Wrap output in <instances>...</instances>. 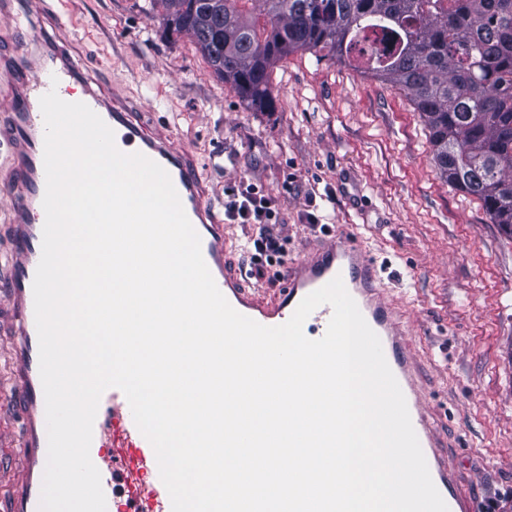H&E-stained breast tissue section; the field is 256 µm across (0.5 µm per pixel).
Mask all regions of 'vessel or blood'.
Returning <instances> with one entry per match:
<instances>
[{"label": "vessel or blood", "instance_id": "b4317fda", "mask_svg": "<svg viewBox=\"0 0 512 512\" xmlns=\"http://www.w3.org/2000/svg\"><path fill=\"white\" fill-rule=\"evenodd\" d=\"M0 16L23 29L28 17L56 23L49 0H26L17 12L13 0H0ZM0 70L12 77V92L0 102V112L11 115L0 127V144L12 158V177L6 187L13 199L10 221L19 244L6 278L16 312L17 370L9 398L25 414L21 452L28 482L18 500L20 512H39L43 474L47 462L45 398L39 371V340L35 324L33 280L42 254L45 222L43 198L45 124L40 98L49 90L67 102L88 105L113 130L117 148L139 152L161 165L178 192L185 213L201 240L204 261L221 293L239 313L265 326L286 323L301 300L334 278L343 283L370 328L379 337L385 359L405 396L411 422L426 458L432 480L449 512H472L459 491L435 424L426 409L418 379L417 361L403 337L392 303L379 286L371 256L358 244L354 232L345 230L290 270L283 288L273 297L260 289L245 288L242 269L226 260V237L221 219L207 199L193 155L172 138L149 134L136 120L133 108L119 97L108 98L89 82L82 68L64 52L21 54L15 42H0ZM332 315L330 306L315 309L304 331L321 338ZM90 457L100 472L106 512H172L171 500L160 479L154 449L138 430L124 393L104 391L93 427Z\"/></svg>", "mask_w": 512, "mask_h": 512}]
</instances>
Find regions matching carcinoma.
Instances as JSON below:
<instances>
[{
    "instance_id": "1",
    "label": "carcinoma",
    "mask_w": 512,
    "mask_h": 512,
    "mask_svg": "<svg viewBox=\"0 0 512 512\" xmlns=\"http://www.w3.org/2000/svg\"><path fill=\"white\" fill-rule=\"evenodd\" d=\"M161 2L166 28L261 110L288 55L367 46L366 71L423 117L441 177L512 237V0H223L218 13L213 0Z\"/></svg>"
}]
</instances>
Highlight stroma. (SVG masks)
Segmentation results:
<instances>
[{
	"mask_svg": "<svg viewBox=\"0 0 512 512\" xmlns=\"http://www.w3.org/2000/svg\"><path fill=\"white\" fill-rule=\"evenodd\" d=\"M58 26L33 20L29 50L57 44L93 87L136 104L149 130L195 157L216 213L224 186L255 185L273 201L286 271L350 229L419 360L425 404L475 512H512V239L480 201L450 186L411 102L353 63L298 51L270 74L273 110L249 106L184 34H169L160 0H52ZM319 227H312L309 215ZM14 311L0 290V455H15L22 417L12 387Z\"/></svg>",
	"mask_w": 512,
	"mask_h": 512,
	"instance_id": "1",
	"label": "stroma"
}]
</instances>
